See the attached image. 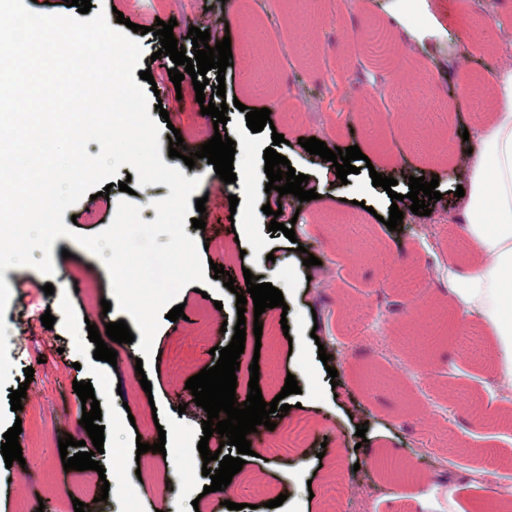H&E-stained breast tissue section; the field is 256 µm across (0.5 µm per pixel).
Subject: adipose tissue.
<instances>
[{"label":"adipose tissue","instance_id":"ef3b65f1","mask_svg":"<svg viewBox=\"0 0 512 512\" xmlns=\"http://www.w3.org/2000/svg\"><path fill=\"white\" fill-rule=\"evenodd\" d=\"M483 81L493 106L466 157L464 194L448 212L449 223L462 225L470 238L475 259L460 270L448 295L489 289V303L477 314L501 340L500 362L512 377V67L490 70Z\"/></svg>","mask_w":512,"mask_h":512}]
</instances>
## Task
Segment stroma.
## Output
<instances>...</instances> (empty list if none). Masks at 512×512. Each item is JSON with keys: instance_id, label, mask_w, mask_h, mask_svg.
<instances>
[{"instance_id": "1", "label": "stroma", "mask_w": 512, "mask_h": 512, "mask_svg": "<svg viewBox=\"0 0 512 512\" xmlns=\"http://www.w3.org/2000/svg\"><path fill=\"white\" fill-rule=\"evenodd\" d=\"M104 10L122 12L148 27L174 21L179 45L192 49L187 33L195 26L209 30L211 41L230 38L232 64L225 74L209 70L205 95L224 77L228 128L243 144L241 167L263 160L275 147L298 172L308 175L318 197L300 201L281 197L283 210L296 215V237L270 233V216L256 200L238 195L236 184L211 188L207 173L214 167L197 160L186 168L169 155V139L180 131L185 141L204 144L214 134L211 116L202 114L191 78L169 82V57L153 59L160 42L142 35L140 69L161 83L162 110L170 127L159 135L166 165L199 178L198 196L206 197V219L221 241L207 247L202 230L184 231L204 249L202 261L224 266L244 286L245 273L261 275L258 253L280 259L271 279L285 308L262 313L259 323H246L245 349L236 373L237 389L248 393L249 366L259 365V387L265 401L278 395L287 375L299 393L289 395L288 427L298 435L291 447L268 448L265 431L249 434L253 450L228 489L205 493L198 443L207 414L196 406L186 381L217 359L213 347H226L237 323L236 296L229 290L199 294L193 285L177 295L185 316L162 319L153 340L156 357L141 361L137 344L117 348L116 364L94 359L95 343L88 324L124 319L118 308L103 311L101 299H112L103 262L66 237L52 245L53 277L34 268L11 267L1 273L11 288L5 313L13 363L10 388L27 383L19 443L23 463L0 459V512H74V501L91 512H193L192 502L205 495L209 512H229L228 502L242 512H354L355 493L373 486L368 512H512V402L502 401L497 387L506 377L497 366V351L486 326L476 318L459 319L448 304V254L470 257V243L458 227L436 224L434 216H412L401 229L389 230L361 206L349 202L356 186L319 183L321 158L301 150L299 138L314 137L328 148L358 146L383 175L405 190L410 177L438 176L440 193L458 184L456 168L469 147L460 131L479 122L492 107V94L481 78L499 65L493 53L502 30L512 31V0H430L443 36L422 45L396 36L393 15L401 0H357L354 16L334 13L332 0H91ZM380 69L391 84L385 95L354 87L355 70ZM318 98L327 119L324 128L303 122L299 102ZM273 103L275 133H252L246 109L256 101ZM238 195L230 207V195ZM123 193L111 188L106 197H83L68 208L74 232L95 235L113 221ZM248 224L252 234L239 250L230 222ZM303 244L295 251L293 243ZM369 244L383 263H369L357 247ZM319 263L304 266L305 254ZM29 278L16 285L17 273ZM53 294H45V284ZM396 300L394 310L380 314V295ZM52 313L45 329L40 317ZM261 336H254V326ZM392 337L399 349V368L387 366L376 339ZM305 343L294 353L290 343ZM329 362H322L319 350ZM33 368L26 378L25 368ZM337 378H330L329 369ZM148 379L151 392L140 381ZM91 382L102 413L104 450L96 454L100 470L65 471L58 440L87 439L81 426L82 403L74 382ZM367 424L365 440L356 427ZM181 447V454L138 453V442ZM448 441L445 459L420 453L422 440ZM395 451L407 465L409 478L396 479L375 465L384 450ZM494 463L498 484L471 486L474 467ZM106 477L108 498L94 501L88 484ZM339 481L336 499L327 485ZM283 497L281 506L269 500Z\"/></svg>"}]
</instances>
